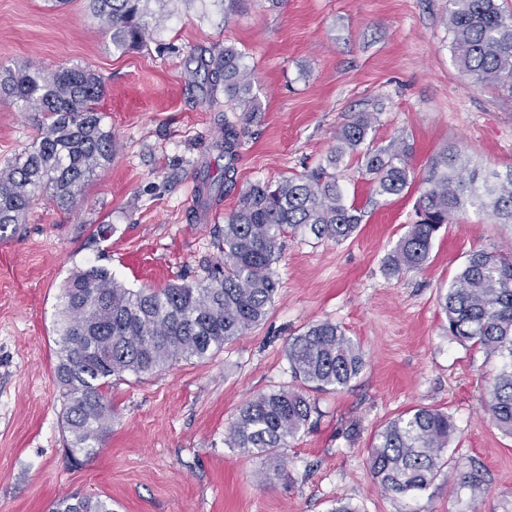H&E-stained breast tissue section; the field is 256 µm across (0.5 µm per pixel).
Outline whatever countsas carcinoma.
<instances>
[{
  "instance_id": "carcinoma-1",
  "label": "carcinoma",
  "mask_w": 512,
  "mask_h": 512,
  "mask_svg": "<svg viewBox=\"0 0 512 512\" xmlns=\"http://www.w3.org/2000/svg\"><path fill=\"white\" fill-rule=\"evenodd\" d=\"M152 0H90L95 17L124 49L146 41L159 16ZM445 19L461 72L476 84L512 86V14L499 0H450ZM232 46L200 62L212 87L240 114L224 120L220 147L234 161L258 107L250 72ZM101 77L86 67L48 71L25 65L0 71V98L23 112L41 114L43 130L28 147L0 167V232L19 224L36 194L49 193L59 209L78 207L97 169L112 161V132L99 102ZM372 114L360 112L336 134L326 165L275 184L257 183L225 217L216 247L224 259L204 268L202 279L166 288L130 289L103 266L75 271L63 288L55 376L62 389V418L74 449L91 455L112 426L104 389L112 377L152 373L179 359H206L262 321L279 288L273 265L288 232L336 242L349 238L362 211L349 204L336 169L367 138ZM410 147L401 139L365 153V171L379 196L402 193L413 182ZM415 207V219L385 259L394 276L422 267L433 240L468 207L497 224L512 223V170L483 177L468 157L449 149L433 160ZM448 335L508 355L492 379L485 412L512 435V252L479 250L468 258L443 297ZM287 358L299 388L262 392L239 408L224 443L272 464L281 449L318 413L312 392L340 390L365 366L361 346L340 326L312 323L288 342ZM456 432L448 413L419 407L387 422L375 435L370 469L385 491L410 495L430 488L447 460ZM50 512H112L108 499H57Z\"/></svg>"
}]
</instances>
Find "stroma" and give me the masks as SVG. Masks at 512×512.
Instances as JSON below:
<instances>
[{
    "mask_svg": "<svg viewBox=\"0 0 512 512\" xmlns=\"http://www.w3.org/2000/svg\"><path fill=\"white\" fill-rule=\"evenodd\" d=\"M162 14L143 46L117 49L87 0H0V67H88L102 75L112 160L64 211L39 195L0 237V512H50L67 495L111 499L114 512H512V436L484 412L499 354L448 334L440 306L468 255L512 245V224L473 210L442 227L425 265L384 267L415 218L421 180L442 151L482 173L512 169V91L460 73L444 19L449 0H153ZM233 46L259 106L234 162L218 143L232 109L207 96L197 60ZM373 115L367 145L411 148L416 180L375 195L358 156L337 174L363 213L348 239L282 240L278 293L264 321L211 357L113 377L112 427L93 455L71 457L54 368L59 296L71 274L107 267L126 287L203 277L224 218L253 184L320 165L339 129ZM40 132L33 113L0 100V166ZM215 183L198 202L201 181ZM106 234H99V227ZM328 320L360 343L366 365L340 391L316 394L319 417L284 451L281 470L224 443L251 396L294 387L292 336ZM417 406L456 424L448 466L416 495L381 491L374 435ZM481 476L479 489L462 484Z\"/></svg>",
    "mask_w": 512,
    "mask_h": 512,
    "instance_id": "stroma-1",
    "label": "stroma"
}]
</instances>
